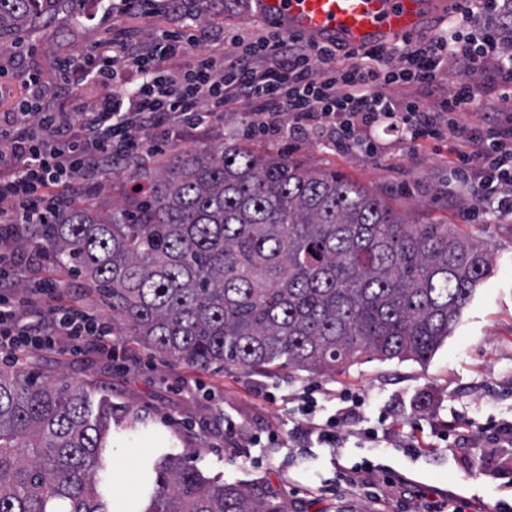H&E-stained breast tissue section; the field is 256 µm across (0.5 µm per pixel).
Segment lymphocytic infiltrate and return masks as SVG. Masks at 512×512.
Instances as JSON below:
<instances>
[{
	"instance_id": "1",
	"label": "lymphocytic infiltrate",
	"mask_w": 512,
	"mask_h": 512,
	"mask_svg": "<svg viewBox=\"0 0 512 512\" xmlns=\"http://www.w3.org/2000/svg\"><path fill=\"white\" fill-rule=\"evenodd\" d=\"M495 8V0H465L452 38L406 43L392 54H353L276 33L218 58L176 31L161 30L144 44L115 43L108 55L87 51L59 60L63 83L90 80L105 92L90 106L73 100L68 115L35 98L19 103L0 128V223H47L67 195L89 192L120 162L152 154L184 127L210 123L232 102L265 133H280L286 114L294 125L331 131L339 144L369 155L375 148L366 129L379 121L414 141L452 133L461 141L456 171L475 179L477 202L465 209V219L479 216L483 199L494 202L496 213L512 214V194L504 190L512 185V113L486 125L461 123L472 79L512 87V54L499 52L493 32L480 24ZM175 57L187 59L185 69L169 68ZM446 67L458 80L440 111L389 94L394 87L432 84ZM14 287L0 268V346L40 348L58 336H94L111 345L110 325L65 305L51 306L37 326L23 324L9 298Z\"/></svg>"
}]
</instances>
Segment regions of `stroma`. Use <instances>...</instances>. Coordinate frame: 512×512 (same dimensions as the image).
<instances>
[{"label":"stroma","mask_w":512,"mask_h":512,"mask_svg":"<svg viewBox=\"0 0 512 512\" xmlns=\"http://www.w3.org/2000/svg\"><path fill=\"white\" fill-rule=\"evenodd\" d=\"M192 7L207 11L210 24L191 29L183 15L169 11L166 0H158L149 19L136 7L113 16L111 0H78L50 30L25 35L20 46H0V118L11 116L29 97L23 78L27 70L42 77L45 107L60 109L56 61L91 48L104 50L114 39L145 42L153 30L175 29L193 36L200 49L221 54L231 49L232 37L248 40L268 31L258 0H224L220 10L210 0H194ZM229 109L236 119L224 117L206 128L186 130L177 144L154 156L120 163L86 204L107 208L134 199L149 170L176 153L237 143L344 173L413 221L461 225L491 244V274L425 363L364 355L349 368L311 378L285 368L273 373L233 366L196 371L131 336L113 319L103 293L41 259L15 290L16 309L35 321L42 301L33 283L52 281L58 303L111 321L118 345L112 358L89 336L75 352L64 336L52 349L28 351L23 366L41 377L83 386L92 402L111 403L97 485L109 512H144L156 489V465L166 456L186 461L209 480L272 497L285 512H423L420 493L430 488L465 499L466 512H485L512 500V215L463 221L473 187L452 166L458 139L450 134L413 143L380 122L372 129L377 153L369 156L315 129L259 134L237 104ZM360 395L365 404L353 408V398ZM334 414L345 417L342 448L310 445L308 420L320 423ZM433 422L450 425L454 448L408 447L417 425L425 427V441H432L428 427ZM377 425L384 426L388 443L360 447V433ZM149 434L158 435V442L137 447V440ZM366 459L375 466L372 487L337 484V465ZM442 472L455 474L456 482L434 484L433 475ZM324 483L331 484V491L318 493Z\"/></svg>","instance_id":"stroma-1"}]
</instances>
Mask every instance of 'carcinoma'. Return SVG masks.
I'll list each match as a JSON object with an SVG mask.
<instances>
[{
	"instance_id": "cac0c4a2",
	"label": "carcinoma",
	"mask_w": 512,
	"mask_h": 512,
	"mask_svg": "<svg viewBox=\"0 0 512 512\" xmlns=\"http://www.w3.org/2000/svg\"><path fill=\"white\" fill-rule=\"evenodd\" d=\"M71 0H0V45ZM134 211L67 204L30 243L98 287L126 329L207 372L330 375L358 356L430 358L493 263L450 224H414L334 170L238 144L179 154ZM112 408L69 384L0 370V512H108L97 490ZM145 512H283L160 463Z\"/></svg>"
}]
</instances>
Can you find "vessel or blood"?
Segmentation results:
<instances>
[{
    "mask_svg": "<svg viewBox=\"0 0 512 512\" xmlns=\"http://www.w3.org/2000/svg\"><path fill=\"white\" fill-rule=\"evenodd\" d=\"M456 0H260L278 31L347 51L429 37L432 14H454Z\"/></svg>",
    "mask_w": 512,
    "mask_h": 512,
    "instance_id": "b4317fda",
    "label": "vessel or blood"
}]
</instances>
